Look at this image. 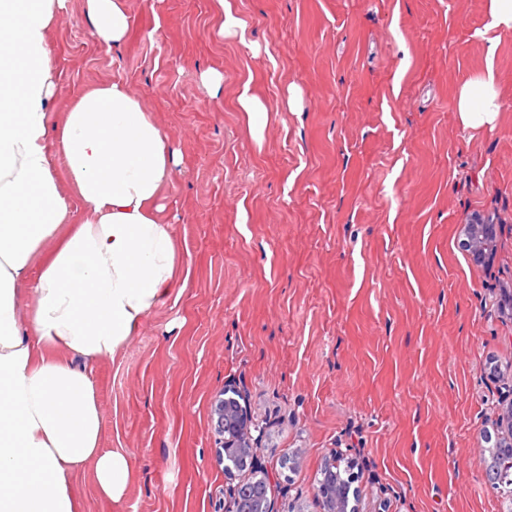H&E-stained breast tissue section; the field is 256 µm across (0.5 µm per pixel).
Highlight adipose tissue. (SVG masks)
Masks as SVG:
<instances>
[{
  "label": "adipose tissue",
  "mask_w": 512,
  "mask_h": 512,
  "mask_svg": "<svg viewBox=\"0 0 512 512\" xmlns=\"http://www.w3.org/2000/svg\"><path fill=\"white\" fill-rule=\"evenodd\" d=\"M66 2L0 0V512H79L73 478L89 465L99 494L121 501L130 464L100 447L92 364L128 343L179 276L160 218L178 163L141 101L104 83L52 120L59 71L48 35ZM85 17L106 46L130 27L122 0H86ZM456 108L464 128L495 127L493 66L460 87ZM49 239L53 250L37 258Z\"/></svg>",
  "instance_id": "ef3b65f1"
}]
</instances>
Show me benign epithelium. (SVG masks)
Segmentation results:
<instances>
[{
	"label": "benign epithelium",
	"mask_w": 512,
	"mask_h": 512,
	"mask_svg": "<svg viewBox=\"0 0 512 512\" xmlns=\"http://www.w3.org/2000/svg\"><path fill=\"white\" fill-rule=\"evenodd\" d=\"M498 225L488 221L480 224H465L461 230L462 249L478 261H486L492 257L497 248ZM243 393L236 384L229 381L224 390L214 399L211 407L212 421L215 431V447L225 460L224 473L229 480L225 489L228 505L224 512H239L240 484L232 483L238 473V465L242 464L249 471L265 472V466L254 452V447L263 438L265 431L253 426V418L247 405L241 403ZM502 432L495 447H512V399L508 401L506 412L501 417ZM257 435H252V431ZM328 467L336 468L346 463L347 479L340 482L334 480L320 484L314 490V497L319 512H360L358 503L360 489L353 486L358 479L354 473V464L347 454L339 448L332 449L324 459ZM498 487L504 488L503 503L506 507L500 512H512V457L501 463V477Z\"/></svg>",
	"instance_id": "obj_1"
}]
</instances>
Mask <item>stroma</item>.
<instances>
[{
    "instance_id": "obj_1",
    "label": "stroma",
    "mask_w": 512,
    "mask_h": 512,
    "mask_svg": "<svg viewBox=\"0 0 512 512\" xmlns=\"http://www.w3.org/2000/svg\"><path fill=\"white\" fill-rule=\"evenodd\" d=\"M230 3L231 38L214 0H123L114 48L91 42L85 0L50 31L54 119L122 81L180 170L161 218L182 279L92 365L101 447L127 454L129 483L115 504L78 473L82 512H224L211 406L229 381L297 512H318L335 448L361 466V512H499L479 434L512 381V33L488 52L485 0ZM489 58L500 115L474 132L455 96ZM246 88L269 111L258 141ZM478 216L500 224L485 265L459 244Z\"/></svg>"
}]
</instances>
